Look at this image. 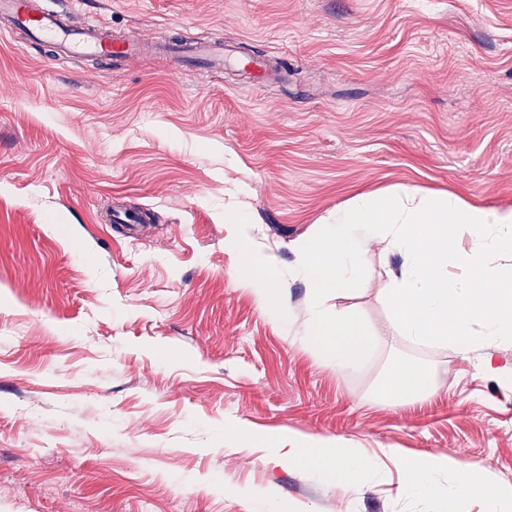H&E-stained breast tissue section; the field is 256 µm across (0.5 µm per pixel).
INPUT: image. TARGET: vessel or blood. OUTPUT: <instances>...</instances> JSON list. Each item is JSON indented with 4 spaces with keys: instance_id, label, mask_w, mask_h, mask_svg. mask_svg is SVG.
Returning a JSON list of instances; mask_svg holds the SVG:
<instances>
[{
    "instance_id": "b4317fda",
    "label": "vessel or blood",
    "mask_w": 512,
    "mask_h": 512,
    "mask_svg": "<svg viewBox=\"0 0 512 512\" xmlns=\"http://www.w3.org/2000/svg\"><path fill=\"white\" fill-rule=\"evenodd\" d=\"M21 27L31 29L59 57L71 55L105 64L125 63L149 47L142 36L117 34L101 23L73 26L67 9L48 7L44 0H0V29L8 32ZM167 51L175 60L208 69L224 66L223 42L205 40L188 32L180 34Z\"/></svg>"
}]
</instances>
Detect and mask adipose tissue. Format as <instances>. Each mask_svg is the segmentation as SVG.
I'll return each instance as SVG.
<instances>
[{
  "mask_svg": "<svg viewBox=\"0 0 512 512\" xmlns=\"http://www.w3.org/2000/svg\"><path fill=\"white\" fill-rule=\"evenodd\" d=\"M239 255L238 277L242 287L256 298L262 311L271 319L282 320L287 315L284 303L276 290L278 270L274 259L255 248L247 232L232 241ZM437 392L431 371L406 360L399 361L387 377L382 398L392 405H403L430 397ZM271 457L288 462L289 466L317 463L324 481L339 486L360 484L381 479L366 451L333 438L309 437L290 432L266 439ZM388 456L394 458L401 471L406 490L413 495L431 498L459 499L480 496L486 512H512V483L492 478L488 468L466 464L452 455L425 454L405 456L391 448ZM447 472L453 475L452 485L432 481V474Z\"/></svg>",
  "mask_w": 512,
  "mask_h": 512,
  "instance_id": "obj_1",
  "label": "adipose tissue"
}]
</instances>
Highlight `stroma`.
I'll list each match as a JSON object with an SVG mask.
<instances>
[{"instance_id": "35a3bbf8", "label": "stroma", "mask_w": 512, "mask_h": 512, "mask_svg": "<svg viewBox=\"0 0 512 512\" xmlns=\"http://www.w3.org/2000/svg\"><path fill=\"white\" fill-rule=\"evenodd\" d=\"M73 16L224 40L274 73L257 91L160 55L51 61L0 31V512H264L224 489L269 484L289 512H441L405 492L389 448L512 483V389L481 352L388 336L399 257L369 246L365 287L337 300L377 337L344 374L300 342L309 290L287 274L361 192L512 206V0H74ZM238 182L288 325L237 282ZM118 206L147 216L146 242L111 232ZM402 360L437 394L380 400ZM232 422L352 442L383 478L324 483L226 443ZM246 187L244 184H238L234 190L227 192L229 196L228 204L224 205V220L230 216L233 224H253L252 222L242 219L244 212V202L242 196L246 195Z\"/></svg>"}]
</instances>
